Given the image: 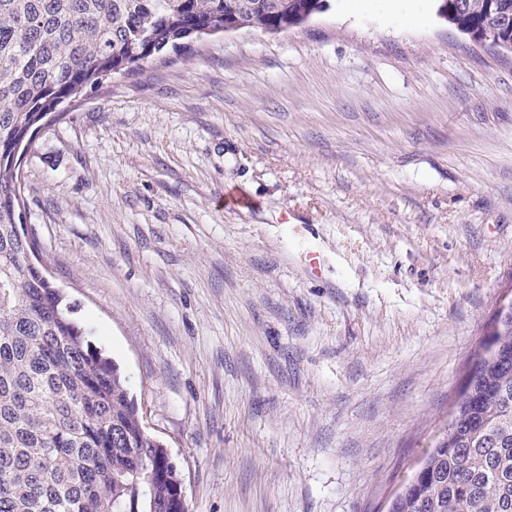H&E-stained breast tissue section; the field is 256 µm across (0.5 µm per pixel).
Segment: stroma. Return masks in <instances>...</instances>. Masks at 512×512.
Masks as SVG:
<instances>
[{"mask_svg": "<svg viewBox=\"0 0 512 512\" xmlns=\"http://www.w3.org/2000/svg\"><path fill=\"white\" fill-rule=\"evenodd\" d=\"M438 7L164 50L22 153L39 262L188 512H388L512 298V51Z\"/></svg>", "mask_w": 512, "mask_h": 512, "instance_id": "obj_1", "label": "stroma"}]
</instances>
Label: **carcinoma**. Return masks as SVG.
<instances>
[{
	"mask_svg": "<svg viewBox=\"0 0 512 512\" xmlns=\"http://www.w3.org/2000/svg\"><path fill=\"white\" fill-rule=\"evenodd\" d=\"M474 41L512 48V0H441ZM328 0H0V512H187L75 304L28 260L19 149L84 88L230 23L277 33ZM393 512H512V318Z\"/></svg>",
	"mask_w": 512,
	"mask_h": 512,
	"instance_id": "cac0c4a2",
	"label": "carcinoma"
}]
</instances>
